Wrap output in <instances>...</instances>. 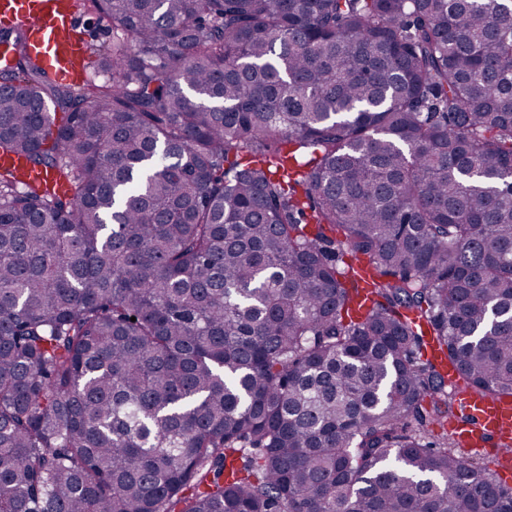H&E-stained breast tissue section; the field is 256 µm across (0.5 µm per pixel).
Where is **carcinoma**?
I'll list each match as a JSON object with an SVG mask.
<instances>
[{"label": "carcinoma", "instance_id": "carcinoma-1", "mask_svg": "<svg viewBox=\"0 0 512 512\" xmlns=\"http://www.w3.org/2000/svg\"><path fill=\"white\" fill-rule=\"evenodd\" d=\"M77 6L102 81L0 29V512H512L447 427L512 394V0Z\"/></svg>", "mask_w": 512, "mask_h": 512}]
</instances>
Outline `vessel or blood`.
<instances>
[{"label": "vessel or blood", "mask_w": 512, "mask_h": 512, "mask_svg": "<svg viewBox=\"0 0 512 512\" xmlns=\"http://www.w3.org/2000/svg\"><path fill=\"white\" fill-rule=\"evenodd\" d=\"M0 26L23 30L33 56L56 80L79 83L89 76L87 42L73 0H0ZM458 416L448 428L468 451H489L499 473L512 471V396L457 395ZM496 448H488V441Z\"/></svg>", "instance_id": "vessel-or-blood-1"}]
</instances>
